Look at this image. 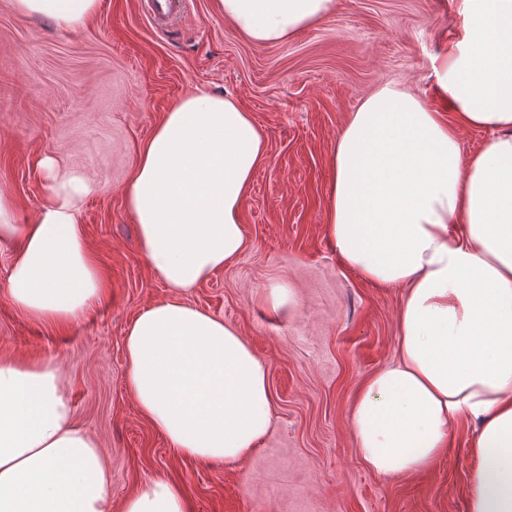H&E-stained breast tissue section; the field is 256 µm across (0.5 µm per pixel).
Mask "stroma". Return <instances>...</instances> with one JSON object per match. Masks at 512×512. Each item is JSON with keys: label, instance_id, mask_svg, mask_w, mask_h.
Segmentation results:
<instances>
[{"label": "stroma", "instance_id": "35a3bbf8", "mask_svg": "<svg viewBox=\"0 0 512 512\" xmlns=\"http://www.w3.org/2000/svg\"><path fill=\"white\" fill-rule=\"evenodd\" d=\"M454 34L452 0H338L334 14L266 46L243 39L213 0H186L161 27L140 0H100L77 32L0 0V185L23 218L48 193L44 155L98 180L82 222L109 288L91 317L61 329L0 297V356L57 362L108 458L113 512L160 475L182 486L189 512H467L469 426L423 471L382 476L361 459L350 408L397 357L405 290L345 267L325 232L330 157L352 113L387 82L447 112L430 59ZM198 86L237 99L268 148L241 212L244 251L186 297L267 366L271 427L225 465L174 455L126 388L127 329L171 292L138 247L123 187L138 145ZM276 287L292 294L288 312L268 303Z\"/></svg>", "mask_w": 512, "mask_h": 512}]
</instances>
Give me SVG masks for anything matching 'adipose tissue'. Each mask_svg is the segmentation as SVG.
Instances as JSON below:
<instances>
[{
  "label": "adipose tissue",
  "mask_w": 512,
  "mask_h": 512,
  "mask_svg": "<svg viewBox=\"0 0 512 512\" xmlns=\"http://www.w3.org/2000/svg\"><path fill=\"white\" fill-rule=\"evenodd\" d=\"M63 32L100 0H13ZM247 41L283 43L332 14L336 0H216ZM457 31L432 57L448 123L387 83L354 112L331 155L326 234L343 263L381 287L407 289L398 357L371 375L350 410L358 451L377 474L427 469L459 422L475 439L468 512H512V0H454ZM488 128L463 158L459 127ZM267 144L236 99L195 88L138 150L123 187L138 243L173 299L150 305L125 339L127 388L175 455L226 463L266 435L265 363L239 330L184 302L246 246L240 212ZM40 165L49 192L18 220L0 186V244L12 248L0 295L31 321L67 327L108 288L80 222L98 189L89 175ZM0 512H112V474L78 424L50 358L0 357ZM122 512H187L159 477Z\"/></svg>",
  "instance_id": "1"
}]
</instances>
